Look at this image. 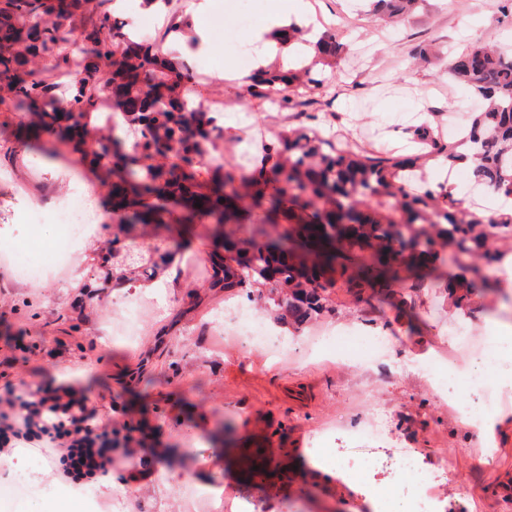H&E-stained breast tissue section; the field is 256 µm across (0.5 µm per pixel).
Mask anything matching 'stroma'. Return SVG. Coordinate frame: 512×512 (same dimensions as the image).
Here are the masks:
<instances>
[{
  "mask_svg": "<svg viewBox=\"0 0 512 512\" xmlns=\"http://www.w3.org/2000/svg\"><path fill=\"white\" fill-rule=\"evenodd\" d=\"M198 2L186 0L179 15L189 26L167 35L165 44L180 57L198 32L208 36L211 51L189 61L194 80L205 87L223 84L221 124L251 128L248 138L225 137L211 151L246 169L255 166L264 142L299 125L327 139L343 132L364 147L397 154L414 153L408 129L424 120L442 139L457 140L447 114L479 102L449 78L452 55L482 38L512 39V14L501 12L502 0H420L411 14L385 20L374 15L372 0H310L318 31L350 10L359 18L344 32L333 78L298 88L277 122L268 104L243 94L255 64L236 59L238 31L230 24L209 26L210 14L223 13L225 0H211L206 15ZM420 50L425 59L407 67ZM18 121V113L0 110V362L28 348L29 362L15 366L13 382L54 389L58 375L69 374L89 403L111 400L113 419L135 428L146 447L167 449L162 461L138 453L119 462L124 476L144 474L132 491L145 512H183L185 478L216 499L245 502L249 512H371L366 490L350 493L341 471L318 466L313 448L323 433L330 447H350L347 427L377 407L389 416L382 453L412 448L425 474L447 470L440 512H512V495L499 492L512 484V432L486 443L463 416L466 401L438 395L411 362L418 354L436 359L443 350L457 351L450 338L458 326L479 338L490 333L485 316L512 322V301L471 293L465 309L456 310V289L471 275L448 266L399 311L332 292L327 312L310 327L363 328L391 337L394 374L382 383L371 366L339 362L331 349L283 361L220 333L205 335L225 302L247 298L240 288L212 287L210 225H197L189 244L152 282L119 280L99 249L114 232L100 175L55 135L44 132L20 145ZM82 184L97 202L100 222L80 244L74 273L37 284L15 280L8 254L45 249L54 236L50 224L31 230L22 208H44ZM135 288L153 300L154 313L128 344L112 339L109 327L113 301ZM223 422L234 429L232 443L216 435ZM261 457L288 467L287 477L245 478L244 469ZM28 471L51 495L29 501L15 495L19 475ZM112 497L100 485L82 492L60 484L39 453L22 450L0 459V512H56L61 505L90 512L92 502L108 506Z\"/></svg>",
  "mask_w": 512,
  "mask_h": 512,
  "instance_id": "35a3bbf8",
  "label": "stroma"
}]
</instances>
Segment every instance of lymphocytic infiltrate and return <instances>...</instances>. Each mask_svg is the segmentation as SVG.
<instances>
[{
    "mask_svg": "<svg viewBox=\"0 0 512 512\" xmlns=\"http://www.w3.org/2000/svg\"><path fill=\"white\" fill-rule=\"evenodd\" d=\"M133 447L131 434H117L111 416L87 406L73 388L30 391L9 381L0 387V457L37 449L74 484L111 476L116 451Z\"/></svg>",
    "mask_w": 512,
    "mask_h": 512,
    "instance_id": "1",
    "label": "lymphocytic infiltrate"
}]
</instances>
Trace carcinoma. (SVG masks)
<instances>
[{
	"mask_svg": "<svg viewBox=\"0 0 512 512\" xmlns=\"http://www.w3.org/2000/svg\"><path fill=\"white\" fill-rule=\"evenodd\" d=\"M101 0L98 14L80 30L70 23L77 0L56 6L44 0H4L0 4V80L13 81L16 111L38 109L43 130L75 142L81 159L119 179L112 193V216L120 227L138 223L169 224L175 210L180 223L220 225L238 222L255 210L250 224L249 256L209 255L211 286L250 288L263 300L261 288L273 273L288 284V297L273 301L280 319L299 330L312 316L327 310L326 294L335 288L371 301L392 298L402 308L406 288L401 271H419L437 258L438 240L489 265L512 251L500 244L512 240V212L487 216L462 207V200L443 185H415L416 161L400 154L347 144L327 146L316 131L295 129L265 144L258 168L243 170L204 160L217 118L197 109L191 98L193 76L161 43L129 40L111 6ZM416 0H375L374 9L390 17L403 15ZM53 12L55 27L41 24ZM340 32L326 31L316 43L328 64L340 56ZM15 40L33 53L53 54L54 65L27 81L22 64L9 52ZM118 51L112 73L101 77L97 59ZM77 64L81 80L69 100L49 105L55 73ZM448 72L483 101L468 122L465 141L474 158L475 178L489 190L512 197V50L491 42L476 43L454 56ZM309 69L270 65L251 76L246 92L267 101L273 94L286 106L288 92ZM112 96L113 108L125 114L120 134L85 147L82 125L96 110L100 94ZM424 155L452 166L463 159L455 145L443 142L428 126L414 130ZM167 154L164 169L151 163ZM200 206H195V203ZM277 228L271 235L267 226ZM182 243L173 238L149 245L136 258L112 239V258L121 259L135 279L152 281L159 264Z\"/></svg>",
	"mask_w": 512,
	"mask_h": 512,
	"instance_id": "carcinoma-1",
	"label": "carcinoma"
}]
</instances>
